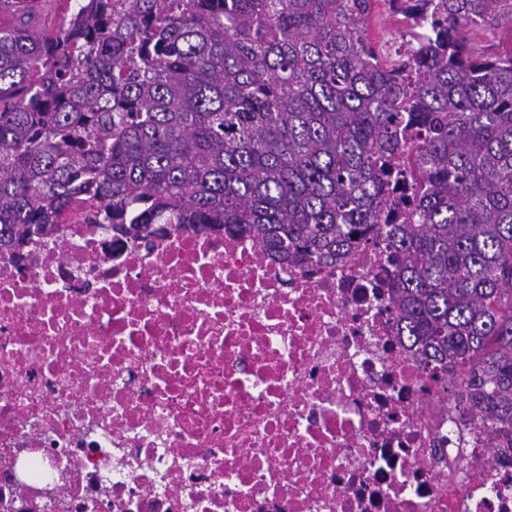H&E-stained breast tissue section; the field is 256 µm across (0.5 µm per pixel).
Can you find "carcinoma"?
Here are the masks:
<instances>
[{"instance_id": "cac0c4a2", "label": "carcinoma", "mask_w": 512, "mask_h": 512, "mask_svg": "<svg viewBox=\"0 0 512 512\" xmlns=\"http://www.w3.org/2000/svg\"><path fill=\"white\" fill-rule=\"evenodd\" d=\"M376 0H82L43 35L0 29V247L74 199L88 220L227 228L334 263L388 225L400 332L491 442H512V0H384L428 37L383 59ZM475 48L485 53H503L512 46V36L507 28L495 30L487 39L475 42Z\"/></svg>"}]
</instances>
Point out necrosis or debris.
<instances>
[{"label": "necrosis or debris", "mask_w": 512, "mask_h": 512, "mask_svg": "<svg viewBox=\"0 0 512 512\" xmlns=\"http://www.w3.org/2000/svg\"><path fill=\"white\" fill-rule=\"evenodd\" d=\"M86 209L0 249V512H512V448L397 329L385 225L286 265Z\"/></svg>", "instance_id": "1"}]
</instances>
